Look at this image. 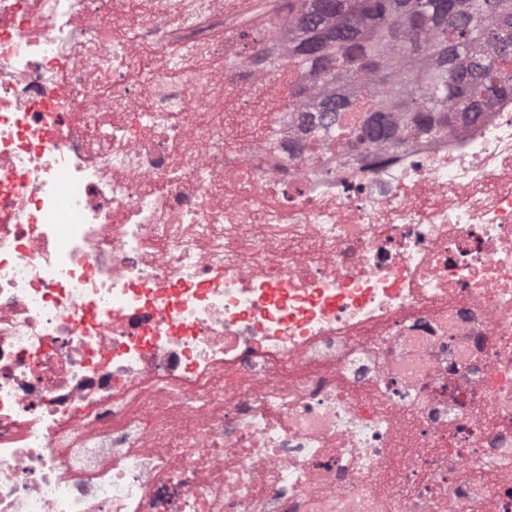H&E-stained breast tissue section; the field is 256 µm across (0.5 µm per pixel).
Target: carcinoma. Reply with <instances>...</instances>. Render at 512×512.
I'll return each mask as SVG.
<instances>
[{"mask_svg":"<svg viewBox=\"0 0 512 512\" xmlns=\"http://www.w3.org/2000/svg\"><path fill=\"white\" fill-rule=\"evenodd\" d=\"M287 66L323 89L302 124L310 149L351 147L363 158L473 120L512 95V0H282Z\"/></svg>","mask_w":512,"mask_h":512,"instance_id":"1","label":"carcinoma"}]
</instances>
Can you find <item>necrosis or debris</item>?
Segmentation results:
<instances>
[{
  "label": "necrosis or debris",
  "mask_w": 512,
  "mask_h": 512,
  "mask_svg": "<svg viewBox=\"0 0 512 512\" xmlns=\"http://www.w3.org/2000/svg\"><path fill=\"white\" fill-rule=\"evenodd\" d=\"M227 3L0 0V512H512V97L294 157Z\"/></svg>",
  "instance_id": "1"
}]
</instances>
